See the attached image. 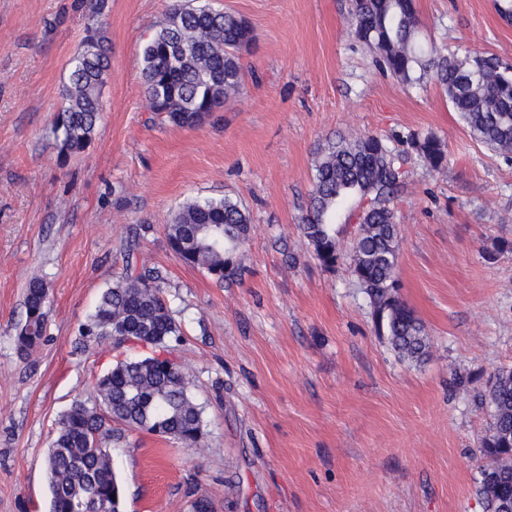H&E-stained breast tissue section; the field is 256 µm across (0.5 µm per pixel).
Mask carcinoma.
Instances as JSON below:
<instances>
[{
    "label": "carcinoma",
    "instance_id": "obj_1",
    "mask_svg": "<svg viewBox=\"0 0 512 512\" xmlns=\"http://www.w3.org/2000/svg\"><path fill=\"white\" fill-rule=\"evenodd\" d=\"M348 23L351 33L364 34L363 44L392 77L414 85L434 76L471 136L512 159L511 72L492 58L441 54L422 38L413 0H351ZM89 24L95 33L70 59L65 105L53 127L66 155L86 148L103 112L109 48L102 23L92 17ZM250 42L251 31L237 15L173 0L143 52L150 110L166 115L175 126H197L202 113L239 94L243 66L238 49ZM408 145V150L396 151L384 138L367 133L328 143L314 165L310 207L300 227L324 268L349 257L378 335L399 358L418 363L428 356L431 337L394 293L399 225L391 203L405 186L404 165L411 155L439 172L448 166V154L433 135L413 136ZM353 197L360 207L345 248L332 218ZM249 236L245 212L228 198L193 200L167 227L168 244L179 260L218 283L236 273L235 254ZM161 280L154 269L126 268L102 291L83 324L86 342L108 338L116 348L140 344L151 353L117 361L98 379L92 399L73 404L60 416L45 458L49 512H121L122 488L104 447L112 440L114 424L188 448L204 447L203 408L191 393V368L172 356L181 327L163 297ZM48 303L45 280L31 278L24 319L14 336L18 354L28 356L43 342ZM482 403L489 422L481 452L488 462L480 468L479 493L488 512H503V502L512 504V367L491 374Z\"/></svg>",
    "mask_w": 512,
    "mask_h": 512
}]
</instances>
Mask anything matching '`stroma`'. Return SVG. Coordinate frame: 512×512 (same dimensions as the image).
<instances>
[{"instance_id": "obj_1", "label": "stroma", "mask_w": 512, "mask_h": 512, "mask_svg": "<svg viewBox=\"0 0 512 512\" xmlns=\"http://www.w3.org/2000/svg\"><path fill=\"white\" fill-rule=\"evenodd\" d=\"M171 0H0V512H46L44 458L60 415L121 358L79 330L126 264L158 270L195 371L208 446L143 432L113 439L123 512H486L481 405L512 366V161L472 139L440 84L407 87L350 33L348 0H192L253 33L238 98L179 128L148 110L143 49ZM443 54L512 69V0H414ZM98 12L111 48L97 131L64 155L52 133L69 60ZM374 133L403 149L434 135L395 201L397 294L432 339L400 360L341 258L327 270L299 225L329 141ZM230 198L251 236L216 282L170 250L171 216ZM49 287L46 339H13L32 275Z\"/></svg>"}]
</instances>
